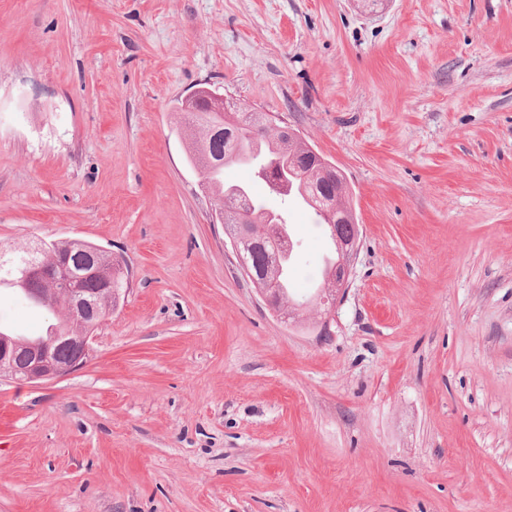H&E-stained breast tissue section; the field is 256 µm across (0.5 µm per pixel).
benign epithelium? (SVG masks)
Instances as JSON below:
<instances>
[{
    "label": "benign epithelium",
    "instance_id": "benign-epithelium-1",
    "mask_svg": "<svg viewBox=\"0 0 512 512\" xmlns=\"http://www.w3.org/2000/svg\"><path fill=\"white\" fill-rule=\"evenodd\" d=\"M202 102L207 104L211 112H222L226 107L224 96L207 88H198L182 101V110L195 112L198 104ZM307 157L320 174L335 181L343 178L336 167L315 150L308 151ZM341 253V265L335 277V291L338 296L345 292L349 284L351 262L357 253L356 240L341 243ZM241 268L243 274L251 279L266 306L277 315H282L280 303L273 296L274 289L268 286V279L256 278L244 263ZM84 276L83 265L72 260L69 254L61 257L54 267L41 269V278L54 281L56 287L31 288L29 292L51 309L64 306L70 319L78 324V328L42 342H25L0 336L1 378L40 383L67 376L88 361L91 333L104 317V312L84 296L83 289L80 288V279ZM63 345L68 347L69 356L62 362L53 356L52 351ZM19 348L28 350V355L25 362L17 366L13 361V354Z\"/></svg>",
    "mask_w": 512,
    "mask_h": 512
}]
</instances>
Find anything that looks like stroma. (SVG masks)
<instances>
[{
	"mask_svg": "<svg viewBox=\"0 0 512 512\" xmlns=\"http://www.w3.org/2000/svg\"><path fill=\"white\" fill-rule=\"evenodd\" d=\"M203 84L343 173L330 335L306 207L302 325L213 223ZM65 238L129 288L81 369L0 380V512H512V0H0V247ZM63 319L0 289V331Z\"/></svg>",
	"mask_w": 512,
	"mask_h": 512,
	"instance_id": "35a3bbf8",
	"label": "stroma"
}]
</instances>
